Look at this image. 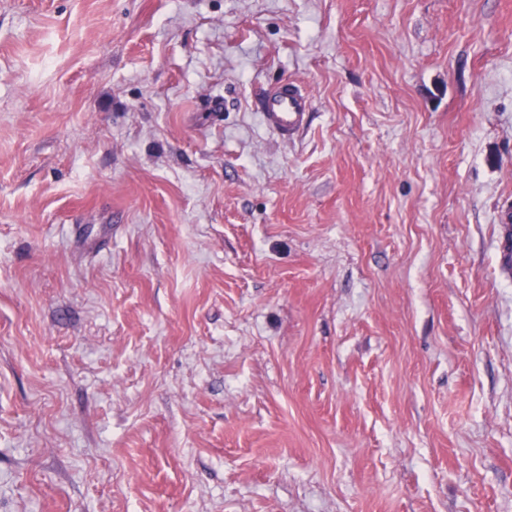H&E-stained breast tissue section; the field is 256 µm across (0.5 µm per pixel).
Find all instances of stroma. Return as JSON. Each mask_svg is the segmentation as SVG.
Here are the masks:
<instances>
[{
    "label": "stroma",
    "instance_id": "1",
    "mask_svg": "<svg viewBox=\"0 0 512 512\" xmlns=\"http://www.w3.org/2000/svg\"><path fill=\"white\" fill-rule=\"evenodd\" d=\"M511 223L512 0H0V512H512ZM313 103L309 92L288 79L262 96L257 112L263 124L283 141H289L309 121Z\"/></svg>",
    "mask_w": 512,
    "mask_h": 512
}]
</instances>
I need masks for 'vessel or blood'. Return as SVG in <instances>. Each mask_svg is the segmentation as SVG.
Listing matches in <instances>:
<instances>
[{
    "mask_svg": "<svg viewBox=\"0 0 512 512\" xmlns=\"http://www.w3.org/2000/svg\"><path fill=\"white\" fill-rule=\"evenodd\" d=\"M312 107L309 92L286 79L262 96L257 110L263 124L281 140L288 141L307 125Z\"/></svg>",
    "mask_w": 512,
    "mask_h": 512,
    "instance_id": "obj_1",
    "label": "vessel or blood"
}]
</instances>
